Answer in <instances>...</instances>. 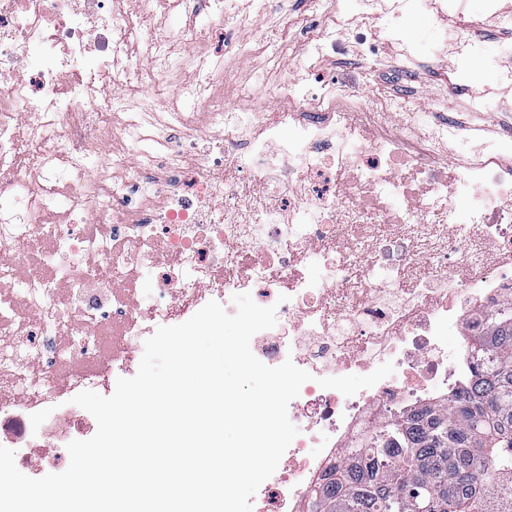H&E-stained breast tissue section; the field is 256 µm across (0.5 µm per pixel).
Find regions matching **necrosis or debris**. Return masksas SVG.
<instances>
[{
	"instance_id": "obj_1",
	"label": "necrosis or debris",
	"mask_w": 512,
	"mask_h": 512,
	"mask_svg": "<svg viewBox=\"0 0 512 512\" xmlns=\"http://www.w3.org/2000/svg\"><path fill=\"white\" fill-rule=\"evenodd\" d=\"M129 2L0 0V445L28 467L18 449L44 437L46 411L81 430L69 395L135 374L134 340L247 292L277 308L256 357L312 376L288 406L299 433L253 506L307 512L365 433L468 381L448 323L471 336L512 306V142L453 152L464 128L438 117L449 92L370 97L365 74L293 69L287 32L319 60L353 51L374 69L389 40L413 80L409 16L438 23L432 54L456 67L480 57L486 22L512 30V12ZM174 12L191 27H167ZM247 59L274 98L243 75L225 97V73ZM133 98L139 119L113 126ZM386 362L391 376L350 397L319 384Z\"/></svg>"
}]
</instances>
